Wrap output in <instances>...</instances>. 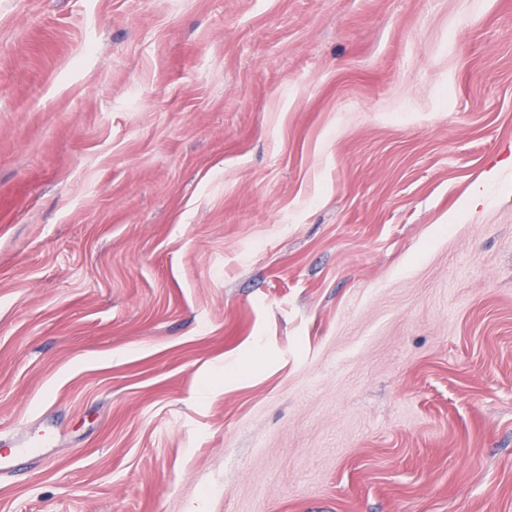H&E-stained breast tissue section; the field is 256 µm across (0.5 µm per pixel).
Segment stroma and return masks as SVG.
Returning <instances> with one entry per match:
<instances>
[{
    "instance_id": "obj_1",
    "label": "stroma",
    "mask_w": 512,
    "mask_h": 512,
    "mask_svg": "<svg viewBox=\"0 0 512 512\" xmlns=\"http://www.w3.org/2000/svg\"><path fill=\"white\" fill-rule=\"evenodd\" d=\"M10 187L0 512H512V0H0ZM55 437L52 428L45 427L31 432L13 443V450L0 454V474H13L18 471V461L22 458L37 459L44 455Z\"/></svg>"
}]
</instances>
